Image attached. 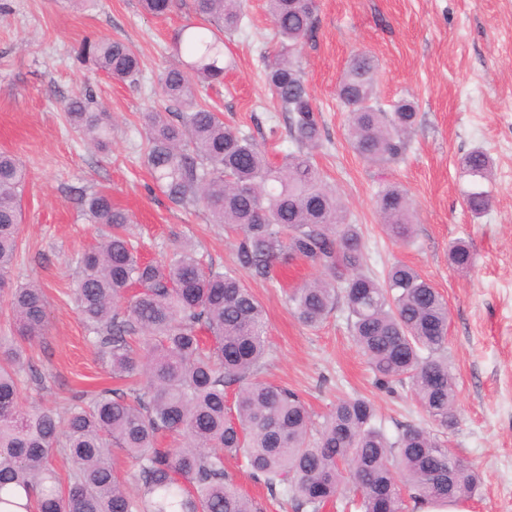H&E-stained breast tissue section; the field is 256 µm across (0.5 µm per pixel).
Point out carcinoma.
<instances>
[{
	"mask_svg": "<svg viewBox=\"0 0 512 512\" xmlns=\"http://www.w3.org/2000/svg\"><path fill=\"white\" fill-rule=\"evenodd\" d=\"M156 17L172 0H141ZM279 50L263 56L267 83L287 115L296 149L272 164L252 136L224 124L222 113L202 102L200 89L224 77V35L241 28L243 0H193L199 26L177 35V60L160 86L176 121L161 111L142 113L144 162L170 201L202 206L211 222L238 236V266L265 278L286 259L321 271L289 296L293 315L320 325L343 299L353 340L376 384H409L412 397L441 429L456 422L455 382L445 349L448 307L415 268L397 263L380 283L364 271L366 257L356 225L316 167L320 132L312 95L294 52L312 34L316 0H266ZM76 58L108 77L139 72L128 43L84 41ZM377 60L355 54L338 87L350 112L354 151L374 164L400 160L416 124L414 104L400 100L387 112L376 104ZM81 88L66 105L71 126L90 143L107 146L112 117L90 107ZM462 173L488 177L491 160L475 149ZM27 172L0 152V301L10 311L17 338L0 336V507L9 492L36 489V512H258L224 468V456L245 459L251 479L297 512H320L338 502L343 487L356 512H404L426 504H456L473 496L481 476L452 453L434 430L408 426L392 441L366 397L336 401L315 426L294 391L260 376L268 350L264 310L237 270H221L185 244L162 262H144L130 233L131 218L98 191L83 203L86 219L101 228L100 241L78 262L76 299L87 330L104 345L112 378L135 387L77 397L60 415L19 405L26 357L48 327L40 285L16 284L22 195ZM474 214L490 198L467 194ZM377 208L395 241L414 237L407 193L382 188ZM448 258L466 269L472 253L463 241ZM61 448L73 463L67 479L50 455ZM134 470L125 477L112 449Z\"/></svg>",
	"mask_w": 512,
	"mask_h": 512,
	"instance_id": "cac0c4a2",
	"label": "carcinoma"
}]
</instances>
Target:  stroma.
Returning a JSON list of instances; mask_svg holds the SVG:
<instances>
[{
	"mask_svg": "<svg viewBox=\"0 0 512 512\" xmlns=\"http://www.w3.org/2000/svg\"><path fill=\"white\" fill-rule=\"evenodd\" d=\"M317 23L297 56L321 131L314 161L326 184L359 226L367 273L383 277L393 263L416 268L448 306V361L457 391L456 425L448 445L476 468L482 484L468 512H512V0H316ZM249 27L225 40L224 81L204 90L226 124L254 137L270 161L291 150L286 117L265 82L261 55L272 23L264 0H246ZM192 0H175L163 18L140 0H0V152L15 154L28 172L22 199L21 250L12 277L35 282L47 297L48 331L25 352L41 375L24 382L23 407L64 410L74 396L109 386L99 347L80 320L73 295L79 256L100 234L82 215V199L111 193L134 220L144 259L185 242L215 266L236 267V239L200 207L171 203L144 165L142 112L169 107L158 77L173 61L177 31L195 22ZM130 43L139 53L138 81L110 78L79 62L84 40ZM378 61L382 105L409 98L418 120L403 159L377 165L348 139L346 107L336 97L351 56ZM91 86L96 105L112 115L110 146H92L69 125L65 105ZM485 150L493 170L483 187L489 209L473 215L464 202L470 182L460 168L470 150ZM407 191L415 241L388 236L376 210L383 184ZM465 241L474 264L448 261ZM303 262L275 268L271 278L241 277L267 314L268 380L296 391L315 416L340 397L375 403L389 437L428 419L407 389L374 384L355 345L345 307L316 328L291 313L286 293L316 277Z\"/></svg>",
	"mask_w": 512,
	"mask_h": 512,
	"instance_id": "35a3bbf8",
	"label": "stroma"
}]
</instances>
